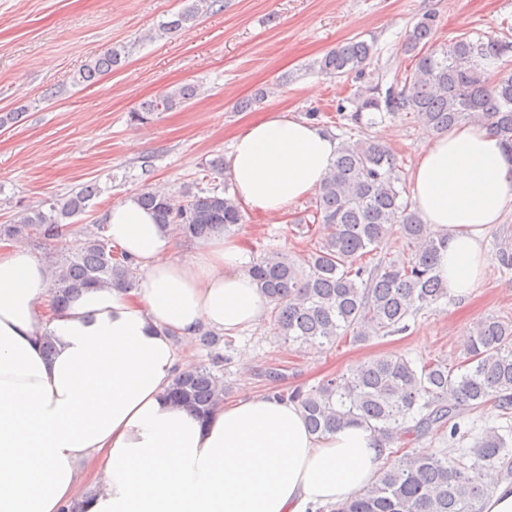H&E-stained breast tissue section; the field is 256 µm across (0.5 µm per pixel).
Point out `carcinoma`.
Returning <instances> with one entry per match:
<instances>
[{"mask_svg":"<svg viewBox=\"0 0 512 512\" xmlns=\"http://www.w3.org/2000/svg\"><path fill=\"white\" fill-rule=\"evenodd\" d=\"M208 0H188L172 18L159 25L171 34L197 17ZM435 15H424L407 32L405 52L415 58L413 73L403 86L386 89L368 84L352 104L349 120L356 125L376 119L412 115L435 135L464 123H487L512 152V74L491 65L512 52L503 39L462 37L442 49L431 48ZM125 49L110 48L85 65L72 82L82 85L112 71ZM375 54L374 43L353 40L328 51L315 62L331 77L359 72ZM198 94V87L181 85L162 97L146 101L131 113L135 122L155 112L180 107ZM397 160L375 139L340 144L336 162L315 193L312 216L320 242L304 265L280 251H266L247 272L269 301V315L291 345L322 346L342 338L367 342L408 329L407 319L448 297L436 273L443 240L410 209L398 188ZM224 175V157L205 163L200 184L187 188L183 199L148 187L137 201L157 223L180 237L208 240L230 235L243 223L241 205ZM100 187L87 183L59 200L23 208L13 222L0 224V239L58 241L73 218L85 213ZM400 230L420 248L405 261H374L388 235ZM89 233L76 252L51 262L52 294L58 305L80 288L109 286L126 292L134 286L133 262L117 255L101 235ZM224 337L200 330L210 349V365L175 374L169 396L179 405L207 414L224 400L226 387L217 371L224 362L218 346ZM297 404L310 431L324 435L346 425L367 427L378 436L386 463L377 479L335 512H483L492 487L484 470L500 468L512 478L508 460L512 440V322L486 318L468 337L465 359L455 368L439 360L413 361L398 355L372 358L341 376L322 379L310 388L275 392ZM493 407L510 422L460 447L469 436L461 432L459 410ZM448 434V447L434 456H414L405 448L429 434Z\"/></svg>","mask_w":512,"mask_h":512,"instance_id":"cac0c4a2","label":"carcinoma"}]
</instances>
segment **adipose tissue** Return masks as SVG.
Wrapping results in <instances>:
<instances>
[{
	"mask_svg": "<svg viewBox=\"0 0 512 512\" xmlns=\"http://www.w3.org/2000/svg\"><path fill=\"white\" fill-rule=\"evenodd\" d=\"M337 148L318 125L268 112L234 137L228 175L242 204L277 216L318 189ZM410 178L444 241L439 276L470 293L488 230L512 211V153L489 125H460ZM106 234L140 269L137 286L83 288L59 307L46 266L0 242V512H330L374 480L381 448L366 427L313 435L271 394L204 417L169 398L179 345L266 316L237 241L174 256L173 235L133 198L109 207Z\"/></svg>",
	"mask_w": 512,
	"mask_h": 512,
	"instance_id": "adipose-tissue-1",
	"label": "adipose tissue"
}]
</instances>
